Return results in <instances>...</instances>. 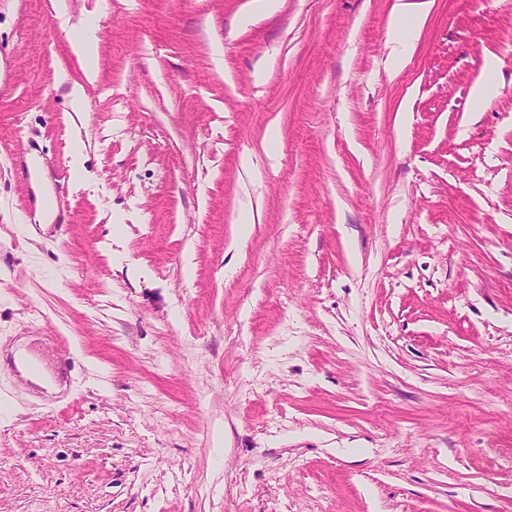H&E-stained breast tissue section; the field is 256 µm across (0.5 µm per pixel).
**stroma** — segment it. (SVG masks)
Here are the masks:
<instances>
[{
	"label": "stroma",
	"mask_w": 512,
	"mask_h": 512,
	"mask_svg": "<svg viewBox=\"0 0 512 512\" xmlns=\"http://www.w3.org/2000/svg\"><path fill=\"white\" fill-rule=\"evenodd\" d=\"M246 2L0 0V512H512V0ZM427 5V2H396L391 20L393 41L403 43L413 41L419 36L427 15ZM403 20L406 24L402 23Z\"/></svg>",
	"instance_id": "stroma-1"
}]
</instances>
